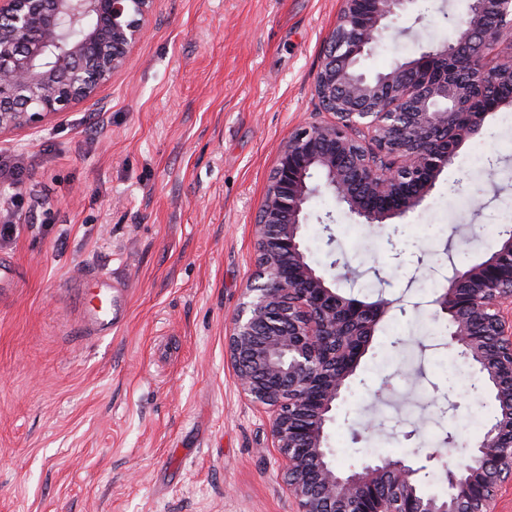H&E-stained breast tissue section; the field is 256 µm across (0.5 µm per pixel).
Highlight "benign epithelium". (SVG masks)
<instances>
[{
	"label": "benign epithelium",
	"mask_w": 512,
	"mask_h": 512,
	"mask_svg": "<svg viewBox=\"0 0 512 512\" xmlns=\"http://www.w3.org/2000/svg\"><path fill=\"white\" fill-rule=\"evenodd\" d=\"M156 0H0V134L35 129L81 103L120 72L141 40ZM418 0H342L317 73L315 92L333 116L296 129L279 150L254 224L256 269L233 317L227 349L243 393L271 413L270 436L295 512H497L512 486V230L497 245L444 276L431 304L446 322L448 346L478 375L477 396L497 412L442 484L428 466L391 457L339 470L329 426L378 325L393 309L340 293L350 271L308 261L302 226L320 194L367 224L414 211L458 148L480 133L508 99L475 101L449 63L465 57L512 83V0H469L460 38L430 46L387 71L362 61L392 21ZM78 41L68 29L90 15Z\"/></svg>",
	"instance_id": "7a95c632"
}]
</instances>
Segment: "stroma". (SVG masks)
Wrapping results in <instances>:
<instances>
[{
    "instance_id": "35a3bbf8",
    "label": "stroma",
    "mask_w": 512,
    "mask_h": 512,
    "mask_svg": "<svg viewBox=\"0 0 512 512\" xmlns=\"http://www.w3.org/2000/svg\"><path fill=\"white\" fill-rule=\"evenodd\" d=\"M341 0H156L100 106L0 134L24 168L0 209L15 280L0 284V512H294L269 432L226 353L253 269V224L279 146L318 120L315 79ZM467 0H423L365 60L385 71L452 36ZM501 113V112H500ZM492 112L434 189L383 227L310 200L309 261L376 278L400 308L380 324L329 428L344 470L455 455L496 413L473 372L436 365L431 306L449 257L495 247L512 217V126ZM109 272L126 318L90 336L77 288ZM457 409L445 410L444 392Z\"/></svg>"
}]
</instances>
